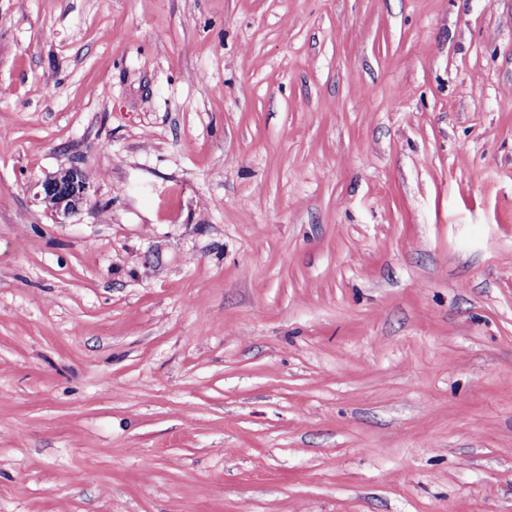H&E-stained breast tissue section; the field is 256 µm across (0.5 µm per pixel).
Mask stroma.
Here are the masks:
<instances>
[{
  "instance_id": "obj_1",
  "label": "stroma",
  "mask_w": 512,
  "mask_h": 512,
  "mask_svg": "<svg viewBox=\"0 0 512 512\" xmlns=\"http://www.w3.org/2000/svg\"><path fill=\"white\" fill-rule=\"evenodd\" d=\"M0 512H512V0H0ZM89 188L90 182L83 170L62 168L43 181L40 196L52 214L68 216L83 204Z\"/></svg>"
}]
</instances>
